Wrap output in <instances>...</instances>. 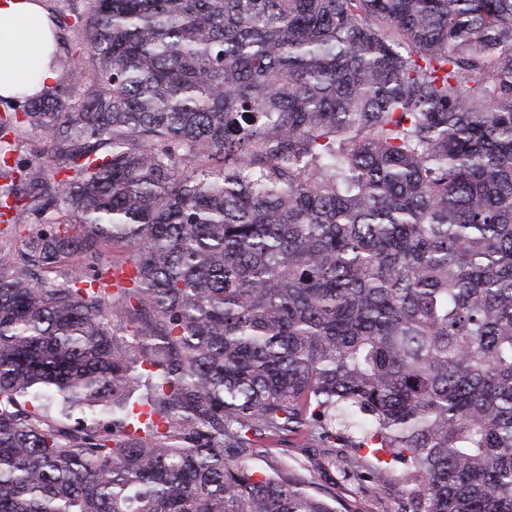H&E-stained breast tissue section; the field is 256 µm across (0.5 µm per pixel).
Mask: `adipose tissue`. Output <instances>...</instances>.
I'll return each instance as SVG.
<instances>
[{
  "mask_svg": "<svg viewBox=\"0 0 512 512\" xmlns=\"http://www.w3.org/2000/svg\"><path fill=\"white\" fill-rule=\"evenodd\" d=\"M58 49L41 0H0V101L11 103L54 86L59 74L53 56ZM19 71L25 72L26 85L12 81Z\"/></svg>",
  "mask_w": 512,
  "mask_h": 512,
  "instance_id": "1",
  "label": "adipose tissue"
}]
</instances>
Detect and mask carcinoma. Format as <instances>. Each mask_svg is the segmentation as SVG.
<instances>
[{
	"label": "carcinoma",
	"instance_id": "carcinoma-1",
	"mask_svg": "<svg viewBox=\"0 0 512 512\" xmlns=\"http://www.w3.org/2000/svg\"><path fill=\"white\" fill-rule=\"evenodd\" d=\"M81 29L0 114V237L36 219L0 255V512H336L250 465L301 433L400 512H512V0H89ZM18 150L12 153V160L18 159L22 162H45L42 158L43 150L45 148L44 142L39 134L35 132H28L19 138Z\"/></svg>",
	"mask_w": 512,
	"mask_h": 512
}]
</instances>
